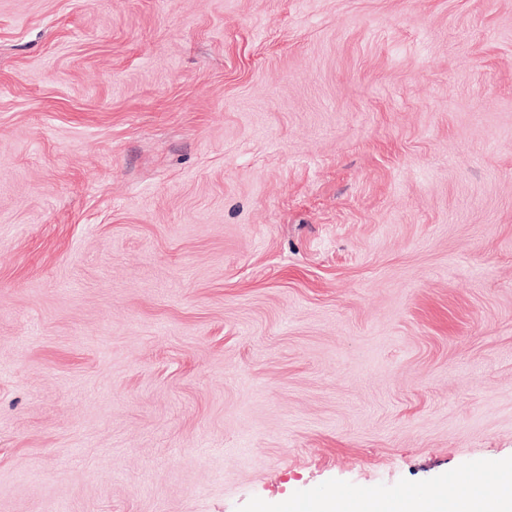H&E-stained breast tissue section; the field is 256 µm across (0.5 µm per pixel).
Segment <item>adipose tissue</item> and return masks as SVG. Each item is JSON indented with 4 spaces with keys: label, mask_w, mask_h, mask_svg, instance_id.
<instances>
[{
    "label": "adipose tissue",
    "mask_w": 512,
    "mask_h": 512,
    "mask_svg": "<svg viewBox=\"0 0 512 512\" xmlns=\"http://www.w3.org/2000/svg\"><path fill=\"white\" fill-rule=\"evenodd\" d=\"M314 512H512V471L490 491L474 483L462 493L447 484L422 496L327 499L317 503Z\"/></svg>",
    "instance_id": "adipose-tissue-1"
}]
</instances>
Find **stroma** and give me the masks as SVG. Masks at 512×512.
Returning a JSON list of instances; mask_svg holds the SVG:
<instances>
[{
  "instance_id": "stroma-1",
  "label": "stroma",
  "mask_w": 512,
  "mask_h": 512,
  "mask_svg": "<svg viewBox=\"0 0 512 512\" xmlns=\"http://www.w3.org/2000/svg\"><path fill=\"white\" fill-rule=\"evenodd\" d=\"M503 463L512 0H0V512Z\"/></svg>"
}]
</instances>
